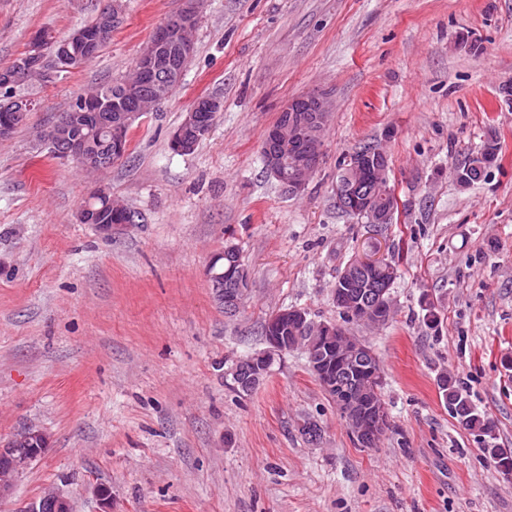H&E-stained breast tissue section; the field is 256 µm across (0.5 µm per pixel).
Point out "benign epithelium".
<instances>
[{"label": "benign epithelium", "mask_w": 512, "mask_h": 512, "mask_svg": "<svg viewBox=\"0 0 512 512\" xmlns=\"http://www.w3.org/2000/svg\"><path fill=\"white\" fill-rule=\"evenodd\" d=\"M202 0H184L183 7L167 17L153 32L135 62L136 77L122 84L117 96L100 88L80 92L74 99L71 111L60 118L44 135L48 144L56 149L59 156L73 160L91 172H102L112 165V158L100 152L96 138L104 136L108 144L123 152V146L130 128L143 114L153 110L163 97L167 87L180 81L185 63L194 54L192 34L201 15ZM118 14L107 7L99 13L97 28L80 27L54 46L56 54L64 61L80 69L98 55L105 32L112 30ZM46 72L38 68L33 55L15 61L0 71V92L13 90L17 85L34 78H44ZM34 108L33 101L26 97L15 99L13 112L0 118V139L10 137L16 127L24 122L28 112ZM223 109L220 99L207 96L196 102L182 124L171 136V146L178 153H190L197 142L209 131L216 114ZM282 111L289 113L288 120L272 125L265 134L261 152L267 172L289 193L297 195L307 186L321 156L323 131L330 118V100L320 92L307 93L288 101ZM307 141V150L296 155L291 162L289 174H283L281 148L287 142ZM343 180L339 183V194L349 197L359 209L369 215L371 224H389L393 206H374L376 198H386L385 179L389 159L386 150L379 143H371L364 149L349 155L346 159ZM370 171L375 176L371 194L364 193L360 183L361 174ZM97 195L104 200L100 208L84 206L79 212L83 224H93L99 230H112V219L124 215L122 205L112 195L100 189ZM210 278L217 300L224 305V312L233 314L239 304L241 293L248 285V272H240L235 287H224V269L211 264ZM333 300L348 312L352 319H366L369 314L384 311L391 305L384 289L369 288L356 293L348 288L333 291ZM306 321V315L299 309L278 311L268 319L265 341L268 350L261 355L251 356L237 362L235 368H247L248 377L237 386L248 391L257 385L269 372L275 357L290 350H309L312 357L308 366L315 377L324 374L323 366L339 348V354L347 363L360 362L365 349L356 341L346 339L348 333L334 325H322L323 342L311 339L304 342L299 336ZM347 380L322 383L324 391L330 392V399L339 412L353 424V438L362 448L374 446L388 426V414L383 405L371 402L370 415L362 419L355 410ZM47 440L44 431L26 427L0 445V458L7 463L0 466V498L9 496L17 480L41 456L36 444ZM51 502L57 512H71L69 499L55 485L46 486L38 499L28 503L24 512H41L44 502Z\"/></svg>", "instance_id": "obj_1"}]
</instances>
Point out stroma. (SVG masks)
<instances>
[{
    "label": "stroma",
    "instance_id": "obj_1",
    "mask_svg": "<svg viewBox=\"0 0 512 512\" xmlns=\"http://www.w3.org/2000/svg\"><path fill=\"white\" fill-rule=\"evenodd\" d=\"M107 0H0V69L61 40ZM182 0H121L85 67L36 80L34 109L0 140V442L42 429L47 450L0 512L57 484L73 512H512V479L445 404L453 377L512 448V0H204L173 96L134 123L122 159L86 174L45 133L84 89L124 79ZM334 108L305 190L286 192L261 145L284 103ZM223 109L195 150L170 147L198 97ZM496 135L497 163L456 171ZM385 142L398 209H339L343 160ZM133 211L104 233L79 221L98 188ZM236 247L249 290L225 314L211 261ZM394 256V314L345 322L332 289L356 251ZM440 323L428 326L426 303ZM284 308L346 325L383 369L388 428L358 447L303 350L248 392L231 371L265 351Z\"/></svg>",
    "mask_w": 512,
    "mask_h": 512
}]
</instances>
